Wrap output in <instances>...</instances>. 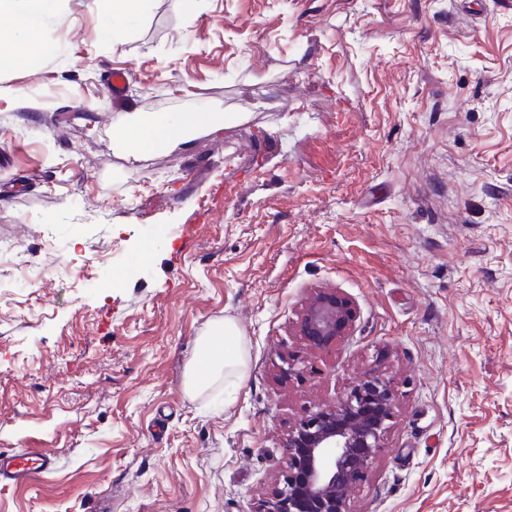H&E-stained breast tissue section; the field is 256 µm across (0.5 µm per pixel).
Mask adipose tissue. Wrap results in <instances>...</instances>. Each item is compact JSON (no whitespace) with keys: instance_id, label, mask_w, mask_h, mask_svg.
Masks as SVG:
<instances>
[{"instance_id":"ef3b65f1","label":"adipose tissue","mask_w":512,"mask_h":512,"mask_svg":"<svg viewBox=\"0 0 512 512\" xmlns=\"http://www.w3.org/2000/svg\"><path fill=\"white\" fill-rule=\"evenodd\" d=\"M61 18V0H0V20L10 22L6 37L13 45L10 54L0 56V72L21 64L36 67L46 52L38 42L41 29L47 22ZM243 119L239 112H198L186 119L168 112H144L133 121L122 122L121 152L136 159L159 147H181L197 132L214 133ZM216 332V337L199 340L186 383L189 391H200L221 378L239 375L246 366V352L236 324L225 320Z\"/></svg>"}]
</instances>
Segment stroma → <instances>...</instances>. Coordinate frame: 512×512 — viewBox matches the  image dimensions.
I'll list each match as a JSON object with an SVG mask.
<instances>
[{"mask_svg":"<svg viewBox=\"0 0 512 512\" xmlns=\"http://www.w3.org/2000/svg\"><path fill=\"white\" fill-rule=\"evenodd\" d=\"M62 9L0 74V448L56 455L0 512H257L371 370L400 402L352 512H512V0ZM122 111L248 118L133 161ZM320 288L357 311L326 352ZM226 317L245 373L186 392ZM356 321L352 302L336 291L319 290L302 307L298 335L312 349H327L347 336Z\"/></svg>","mask_w":512,"mask_h":512,"instance_id":"obj_1","label":"stroma"}]
</instances>
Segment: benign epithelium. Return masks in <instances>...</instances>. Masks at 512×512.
<instances>
[{
  "mask_svg": "<svg viewBox=\"0 0 512 512\" xmlns=\"http://www.w3.org/2000/svg\"><path fill=\"white\" fill-rule=\"evenodd\" d=\"M355 321L347 297L319 290L301 309L298 335L313 349H327ZM398 406L393 382L372 371L335 403L296 419L284 436L280 476L261 512H351L350 492L384 448Z\"/></svg>",
  "mask_w": 512,
  "mask_h": 512,
  "instance_id": "benign-epithelium-1",
  "label": "benign epithelium"
}]
</instances>
